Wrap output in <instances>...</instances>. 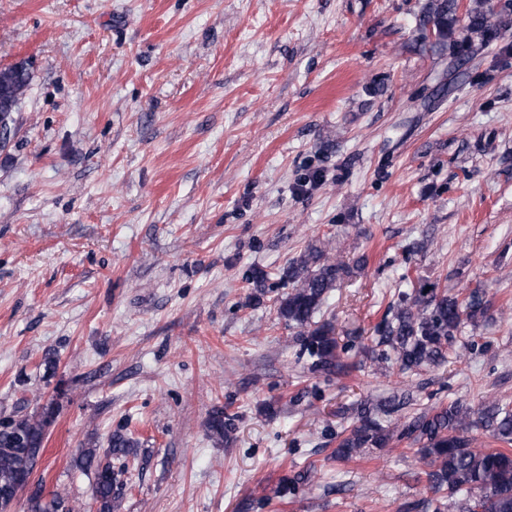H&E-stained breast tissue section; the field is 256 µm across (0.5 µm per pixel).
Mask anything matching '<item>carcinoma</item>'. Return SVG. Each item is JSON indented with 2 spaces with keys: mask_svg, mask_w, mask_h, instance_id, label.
Instances as JSON below:
<instances>
[{
  "mask_svg": "<svg viewBox=\"0 0 512 512\" xmlns=\"http://www.w3.org/2000/svg\"><path fill=\"white\" fill-rule=\"evenodd\" d=\"M508 8L493 0H479L466 11L467 31L482 39L488 37L490 18L506 14ZM458 10V0H432L424 9L420 27L434 35L435 45L443 47L453 38ZM30 80V70L20 63L0 67V129H10L11 114L18 109ZM349 272L348 265L317 245L308 246L282 270L281 279L288 283L289 291L277 297L276 312L288 328L297 330V358L311 371L341 376L369 364L377 372L394 366L405 378L447 364L452 354L474 350L475 341L464 335V329L486 316L489 301L485 290L473 288L461 300L420 277L411 283L410 290L398 292L370 344L360 348L362 359L350 360L354 344L340 343L332 320H315ZM405 404V397L398 395L357 404L351 424L338 432L334 459L348 461L405 442L429 467L427 480L438 494L410 508L447 512L451 501L459 512H512V405L485 399L475 408L457 399L432 409L422 408L401 420L396 414ZM55 416V403L50 402L30 415L0 419V508L19 476L33 475L38 452L44 448L45 429ZM233 428V417L220 408L213 410L207 422L213 437L227 439ZM475 429L485 431L503 447H473L471 432ZM139 449L140 440L133 434L116 431L110 435L105 452L80 450L76 467L92 477V512H114L119 476L127 461L138 458ZM313 478V470L299 471L283 480L276 493L294 496ZM28 512L74 510L67 495L54 492L48 504L37 489L28 498Z\"/></svg>",
  "mask_w": 512,
  "mask_h": 512,
  "instance_id": "1",
  "label": "carcinoma"
}]
</instances>
